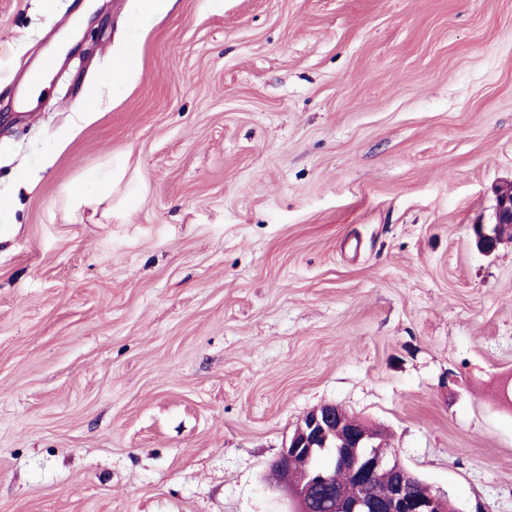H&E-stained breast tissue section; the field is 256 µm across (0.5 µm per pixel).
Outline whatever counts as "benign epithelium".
Here are the masks:
<instances>
[{
  "mask_svg": "<svg viewBox=\"0 0 512 512\" xmlns=\"http://www.w3.org/2000/svg\"><path fill=\"white\" fill-rule=\"evenodd\" d=\"M494 220L474 224L472 232L477 248L485 255L494 253L505 240L512 239V182L495 187ZM330 450L332 464L348 472L364 488L380 473L394 476L390 493L385 497L366 491L338 493L329 502L327 512H441L442 495L427 485L413 493L407 486L408 470L398 455L381 447L377 435L367 428L360 430L352 420L341 419L340 408L323 404L305 414L272 464L283 480L278 489L297 508V512H316L311 486L288 481L296 457L310 455L314 449Z\"/></svg>",
  "mask_w": 512,
  "mask_h": 512,
  "instance_id": "benign-epithelium-1",
  "label": "benign epithelium"
}]
</instances>
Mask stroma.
<instances>
[{
  "instance_id": "stroma-1",
  "label": "stroma",
  "mask_w": 512,
  "mask_h": 512,
  "mask_svg": "<svg viewBox=\"0 0 512 512\" xmlns=\"http://www.w3.org/2000/svg\"><path fill=\"white\" fill-rule=\"evenodd\" d=\"M139 2L0 0V512H292L323 404L512 512V0ZM494 220L472 227L477 248L485 255L494 253L506 239H512V182L495 187Z\"/></svg>"
}]
</instances>
